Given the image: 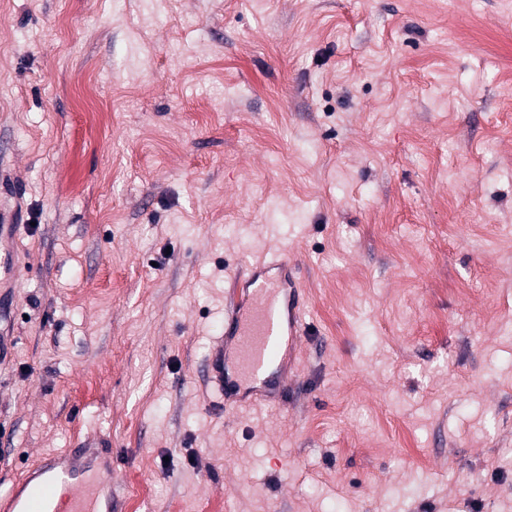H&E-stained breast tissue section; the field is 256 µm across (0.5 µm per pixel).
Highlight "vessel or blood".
Returning a JSON list of instances; mask_svg holds the SVG:
<instances>
[{
	"label": "vessel or blood",
	"mask_w": 512,
	"mask_h": 512,
	"mask_svg": "<svg viewBox=\"0 0 512 512\" xmlns=\"http://www.w3.org/2000/svg\"><path fill=\"white\" fill-rule=\"evenodd\" d=\"M257 291L243 299L229 291L224 332L204 361V376L216 410L275 402L284 375L275 364L282 349H296L306 333L302 307L287 258L259 261L243 275ZM96 448H70L38 459L24 477L0 490L8 512H57L52 496L57 485L69 486L68 512H112L101 501L112 485V462L100 460Z\"/></svg>",
	"instance_id": "b4317fda"
}]
</instances>
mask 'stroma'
I'll use <instances>...</instances> for the list:
<instances>
[{"instance_id":"1","label":"stroma","mask_w":512,"mask_h":512,"mask_svg":"<svg viewBox=\"0 0 512 512\" xmlns=\"http://www.w3.org/2000/svg\"><path fill=\"white\" fill-rule=\"evenodd\" d=\"M0 487L120 512H512V0H0ZM287 255L278 405L215 411ZM288 266V257L260 260L235 278L224 310V334L215 339L204 361L212 408L224 411L277 401L274 394L282 391L285 374L273 366L284 343L291 353L306 333L295 294L298 287ZM241 279L258 288L250 300L245 301L235 288ZM231 339L238 356L234 378L224 374V346ZM105 454L103 464L93 458ZM95 475L96 482L90 483ZM67 485L71 495L66 512H112V455L105 448H69L65 452L38 459L24 477L5 487L0 500L11 512H58L52 507L57 485ZM106 487L108 496L100 510V492Z\"/></svg>"}]
</instances>
